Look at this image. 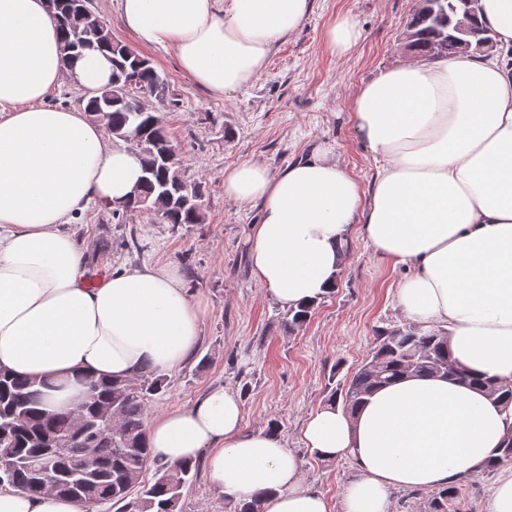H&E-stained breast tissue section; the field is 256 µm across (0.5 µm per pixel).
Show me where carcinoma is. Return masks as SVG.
<instances>
[{"instance_id": "carcinoma-1", "label": "carcinoma", "mask_w": 512, "mask_h": 512, "mask_svg": "<svg viewBox=\"0 0 512 512\" xmlns=\"http://www.w3.org/2000/svg\"><path fill=\"white\" fill-rule=\"evenodd\" d=\"M459 0H418L404 25L405 45L424 57L450 58L461 52L453 34V7ZM49 11L62 33V62L69 64L83 51L96 49L111 56L109 85L87 104L111 114L114 135H138L129 145L138 157L143 176L139 195L125 203L124 213H146L171 230L202 223L201 183L188 181L167 167L164 151L176 148L154 111L140 112L129 105L139 96L164 102L169 96L165 76L151 61L112 37L108 26L90 9L89 0H51ZM318 306L314 301L290 309L281 325L293 333ZM405 374L443 376L477 383L502 403L512 418V382L470 375L451 357L448 336L441 329L408 324L382 331L365 361L353 375L331 389L329 401L353 412L379 387ZM32 379L0 374V476L9 488L28 495L47 491L77 502L116 512H182L184 489L193 482L200 464H156L146 442L145 415L148 403L167 386L166 374L152 368L135 379L118 381L87 375L83 391L89 393L83 409L85 431L76 427L69 412L43 408L42 393ZM68 439L67 448L52 465H43L50 442ZM86 457L91 465L81 475L72 474L70 463ZM153 478L144 479L151 464ZM512 465V428L502 448L480 472ZM456 487L432 495V512H451ZM230 512H263L261 496L248 502L228 501Z\"/></svg>"}]
</instances>
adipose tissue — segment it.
I'll use <instances>...</instances> for the list:
<instances>
[{
  "instance_id": "obj_1",
  "label": "adipose tissue",
  "mask_w": 512,
  "mask_h": 512,
  "mask_svg": "<svg viewBox=\"0 0 512 512\" xmlns=\"http://www.w3.org/2000/svg\"><path fill=\"white\" fill-rule=\"evenodd\" d=\"M314 0H118L143 47L172 50L192 83L222 97L252 85ZM491 54L411 62L357 90L352 126L378 158L361 186L330 148L271 172L261 161L224 171V195L258 205L251 274L282 307L328 295L350 225L374 254L404 268L395 298L405 317L447 331L453 358L474 375L512 380V0H480ZM48 0H0V370L43 382L47 409L83 376L132 379L180 368L196 350L206 301L178 267H129L88 284L71 225L95 201L123 204L138 159L112 146L85 108L44 106L70 77L108 83L112 63L90 51L61 62ZM507 432L502 406L477 388L408 376L378 389L356 414L331 405L303 438L321 459L353 458L362 477L343 512H388L394 488L456 483L493 458ZM153 459L201 464L236 501L263 493L264 512H330L300 477L276 429L245 432L238 395L208 389L146 428ZM53 493L0 489V512H86Z\"/></svg>"
}]
</instances>
